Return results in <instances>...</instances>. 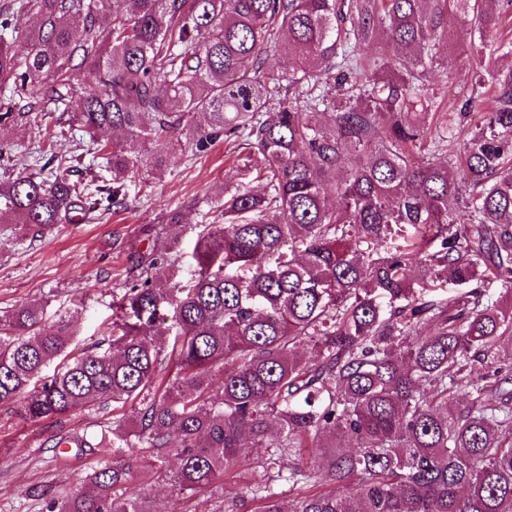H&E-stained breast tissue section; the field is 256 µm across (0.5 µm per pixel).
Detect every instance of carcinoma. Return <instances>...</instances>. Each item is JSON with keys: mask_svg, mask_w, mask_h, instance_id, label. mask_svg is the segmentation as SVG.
<instances>
[{"mask_svg": "<svg viewBox=\"0 0 512 512\" xmlns=\"http://www.w3.org/2000/svg\"><path fill=\"white\" fill-rule=\"evenodd\" d=\"M17 4L40 22L0 44L14 93L41 78L59 103L88 71L74 122L155 145L157 177L188 150L244 141L224 223L197 225L194 268L175 238L137 254L96 348L77 346L72 316L47 330L36 303L0 313V406L33 422L109 404L133 418L95 443L52 436L62 459L104 444L112 458L47 512H156L138 482L186 502L226 477L246 479L255 512H512V379L498 377L512 293L484 289L512 282V66L474 71L489 95L457 150L424 83L448 15L482 40L512 0ZM102 160L110 185L93 190L56 156L0 182V219L71 224L94 191L122 206L141 160L120 142ZM423 269L458 291L423 299Z\"/></svg>", "mask_w": 512, "mask_h": 512, "instance_id": "obj_1", "label": "carcinoma"}]
</instances>
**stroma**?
<instances>
[{"mask_svg":"<svg viewBox=\"0 0 512 512\" xmlns=\"http://www.w3.org/2000/svg\"><path fill=\"white\" fill-rule=\"evenodd\" d=\"M469 41L467 28L449 20L448 41L439 47L444 63L426 75L427 85L450 112L481 107V97L474 94L471 83L476 58L466 48ZM28 103L31 117L42 119L49 128L52 151L73 167L74 180L87 183L99 176L93 145L72 120L77 96L64 112L43 102L36 89L31 90ZM1 141L11 146L0 158V181H5L30 162L34 145L28 120L0 124ZM236 155L234 144L216 141L207 152L163 177L139 174L123 206L100 204L73 224L39 232L21 224H0V311L25 302L39 303L49 327L74 314L80 346L98 342L112 321V293L132 274V254L163 247L167 237L175 235L183 269L193 268L198 225L223 221L221 185L229 180ZM176 212L181 222L169 226ZM121 418V412L107 407L94 413L76 410L57 423L32 422L23 419L18 408L0 407V454L9 458L8 465L0 467V512H41V502L28 495L36 486L64 493L79 488L85 462L59 461L45 447L47 437L96 434Z\"/></svg>","mask_w":512,"mask_h":512,"instance_id":"obj_1","label":"stroma"}]
</instances>
